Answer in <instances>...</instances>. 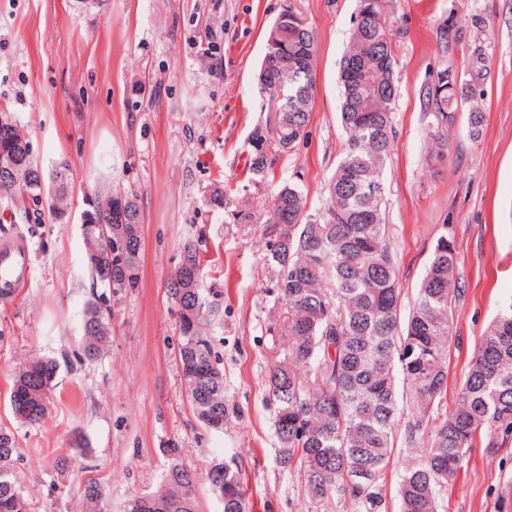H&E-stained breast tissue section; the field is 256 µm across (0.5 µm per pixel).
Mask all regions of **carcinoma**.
<instances>
[{"label":"carcinoma","mask_w":512,"mask_h":512,"mask_svg":"<svg viewBox=\"0 0 512 512\" xmlns=\"http://www.w3.org/2000/svg\"><path fill=\"white\" fill-rule=\"evenodd\" d=\"M362 19L352 28L341 61L340 120L348 134L343 156L327 188V203L317 218L294 185L275 195L267 243L275 287L285 312L274 331L283 347L266 380L274 407L278 464L305 474L310 500L351 501L359 512H382L378 483L388 465L391 439L403 428L405 442L418 455L404 470L399 487L400 512H436L437 494L461 470L476 440L489 449L495 435L512 431V299L490 322L474 352L458 401L434 423L447 379L453 310L466 294L454 244L437 240L416 299L406 320L400 319L401 290L384 219L382 179L393 141L396 87L388 0H359ZM278 42L266 59L267 76L259 92L278 113L273 131L279 152L302 136L310 117L318 43L306 26L272 27ZM461 81L438 90L423 89L421 110L437 146L447 144L448 128L467 108L469 136L481 137L483 100L490 77L488 60L475 49ZM31 185L22 174L0 179V199L46 202L49 211H67L68 188ZM132 193L97 198L98 220L112 234L127 232L133 248L143 225L114 223L117 202ZM86 260L93 281L104 290L116 278L123 292L140 282V261L112 269L111 239L82 225ZM179 273L168 293L180 309L177 361L188 402L201 425L216 430L229 415L224 372L205 325L214 310L202 284L180 290ZM101 295L88 300L77 358L97 360L109 342L110 308ZM58 373L49 358H32L18 367L10 388L13 415L35 426L49 413L50 393ZM21 455L12 430L0 427V512H28L15 464ZM222 512H244L240 474L222 462L207 472ZM196 472L174 460L163 474L162 489L128 498L124 512H201L195 494ZM86 512H104V492L95 480L79 488Z\"/></svg>","instance_id":"cac0c4a2"}]
</instances>
